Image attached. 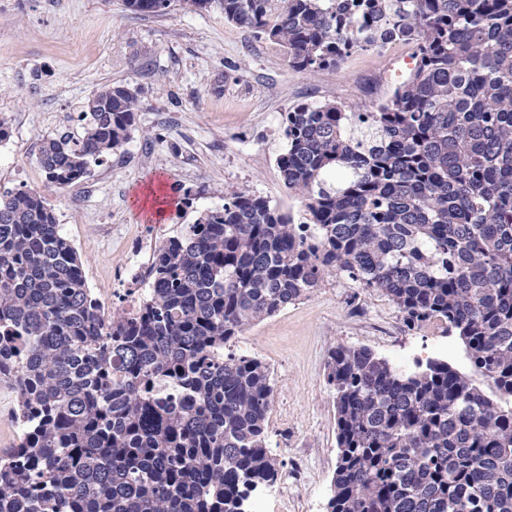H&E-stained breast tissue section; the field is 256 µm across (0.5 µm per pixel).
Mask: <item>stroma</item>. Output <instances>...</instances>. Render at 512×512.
<instances>
[{"label":"stroma","instance_id":"35a3bbf8","mask_svg":"<svg viewBox=\"0 0 512 512\" xmlns=\"http://www.w3.org/2000/svg\"><path fill=\"white\" fill-rule=\"evenodd\" d=\"M413 49L392 44L351 54L335 71L299 72L283 53L217 7L188 11L178 0L141 16L121 0H0V111L14 117L19 171L0 169V194L47 198L76 246L90 288L106 311L126 308L150 256L199 212L221 207L234 187L262 195L293 217L300 200L283 184L281 112L300 103L371 106L390 96L414 66ZM137 89L141 109L125 153L103 161L98 191L73 200L48 185L39 147L57 112L78 106L105 83ZM167 194L164 221L139 211L135 197ZM191 195V208L177 202ZM366 347L396 366L442 358L469 372L457 336L428 324L405 331L385 296L330 274L308 298L248 326L233 348L271 368L275 394L269 446L284 468L287 504L267 512H327L336 467V410L325 382L330 350Z\"/></svg>","mask_w":512,"mask_h":512}]
</instances>
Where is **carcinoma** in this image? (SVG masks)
Wrapping results in <instances>:
<instances>
[{"instance_id": "1", "label": "carcinoma", "mask_w": 512, "mask_h": 512, "mask_svg": "<svg viewBox=\"0 0 512 512\" xmlns=\"http://www.w3.org/2000/svg\"><path fill=\"white\" fill-rule=\"evenodd\" d=\"M335 71L357 50L413 47L370 108L281 114L276 159L300 222L247 190L154 250L132 311H105L48 200L0 195V385L19 443L0 451V512H249L283 463L268 446L270 367L224 352L336 273L430 321L512 398V0H180ZM171 0H123L142 15ZM138 91L106 84L79 131L39 149L68 187L123 150ZM337 461L328 512H512V405L440 359L406 370L333 348Z\"/></svg>"}]
</instances>
